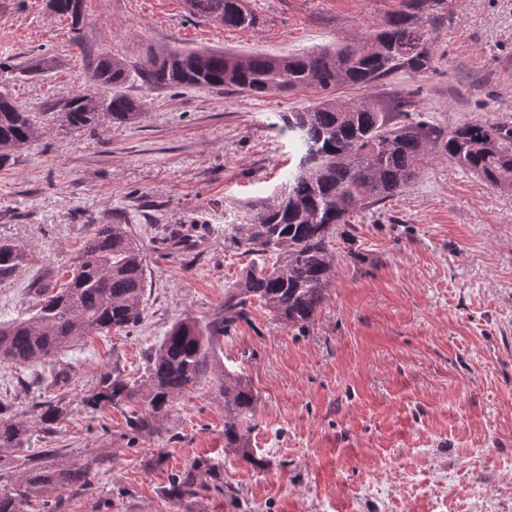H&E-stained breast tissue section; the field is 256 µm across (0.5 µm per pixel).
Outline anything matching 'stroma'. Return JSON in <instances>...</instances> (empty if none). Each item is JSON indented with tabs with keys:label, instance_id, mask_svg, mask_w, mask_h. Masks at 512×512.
<instances>
[{
	"label": "stroma",
	"instance_id": "35a3bbf8",
	"mask_svg": "<svg viewBox=\"0 0 512 512\" xmlns=\"http://www.w3.org/2000/svg\"><path fill=\"white\" fill-rule=\"evenodd\" d=\"M245 4L256 18L248 29L196 17L186 0H84L76 36L47 0H0V83L43 128L0 167V242L31 254L0 283V322L36 304L88 225H129L146 265L137 326L50 359L0 362V402L29 427L0 469L48 451L72 467L94 462L89 490L49 491L59 512H175L164 490L199 457L219 466L227 492L203 493L191 512H512V192L447 160L351 213L332 243L335 281L304 330L250 306L221 338L212 373L176 397L149 436L132 438L130 407L83 406L103 376L143 375L175 321H208L236 287L249 259L235 244L239 225L224 218L273 199L286 181L296 155L285 113L326 97L370 99L398 122L394 105L407 99L446 129L512 125V0H431L435 67L422 75L258 97L146 81L153 50L295 55L365 38L405 0ZM112 54L128 64L124 91L142 102L141 116L63 126L67 100L104 95L91 61ZM176 230L193 231L194 248L176 247ZM226 370L258 395L251 438L262 466L224 450L214 377ZM58 400L68 415L45 431L38 405Z\"/></svg>",
	"mask_w": 512,
	"mask_h": 512
}]
</instances>
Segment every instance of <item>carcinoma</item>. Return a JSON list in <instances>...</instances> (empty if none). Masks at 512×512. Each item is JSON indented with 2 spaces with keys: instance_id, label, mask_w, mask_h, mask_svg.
Segmentation results:
<instances>
[{
  "instance_id": "cac0c4a2",
  "label": "carcinoma",
  "mask_w": 512,
  "mask_h": 512,
  "mask_svg": "<svg viewBox=\"0 0 512 512\" xmlns=\"http://www.w3.org/2000/svg\"><path fill=\"white\" fill-rule=\"evenodd\" d=\"M54 11L71 17L74 40H81L84 20L72 18L70 0H49ZM191 13L226 27L249 28L255 16L243 0H187ZM428 0H408V9L393 15L385 28L364 38L359 47L338 43L332 48L280 57L255 52L234 56L216 50L172 49L152 56L147 79L155 86L207 87L264 96L312 89L327 91L348 85L365 86L405 69H433L423 11ZM131 72L119 56L101 58L92 79L112 88L88 111L85 94L64 105L62 119L72 130L91 127L99 113L112 121L135 120L141 103L123 92ZM296 143L299 162L288 172V185L271 202L249 205L245 237L237 242L250 263L237 287L224 297L215 318L202 324L176 321L147 358L145 376L128 382L118 376L104 380L83 398L95 408L107 401L120 405L141 396L150 413L134 411L130 431L140 437L153 430L151 415L167 409L174 397L191 392L209 370L218 338L228 335L258 302L297 329L313 319L336 275L330 243L358 208H372L407 189L421 166L448 159L480 176L491 187H512V126L473 121L445 130L425 116L400 125L375 102L359 100L346 107L332 99L283 117ZM34 115L14 104L0 88V167L37 140ZM30 260L29 254L0 242V283L12 280ZM58 289H39L40 299L23 317L0 324V361L28 363L51 358L93 334L126 331L143 313L145 258L126 224H90L78 255ZM224 399V449L261 464L251 443L257 397L244 379L230 372L217 379ZM67 415L60 402L42 404L41 422L49 430ZM29 427L4 416L0 407V454L21 448ZM93 464L68 468L41 458H26L23 471L0 473V512H57L44 499L47 490L83 489L91 485ZM221 474L208 458L196 459L174 474L165 490L177 509L188 507L200 492L218 490Z\"/></svg>"
}]
</instances>
